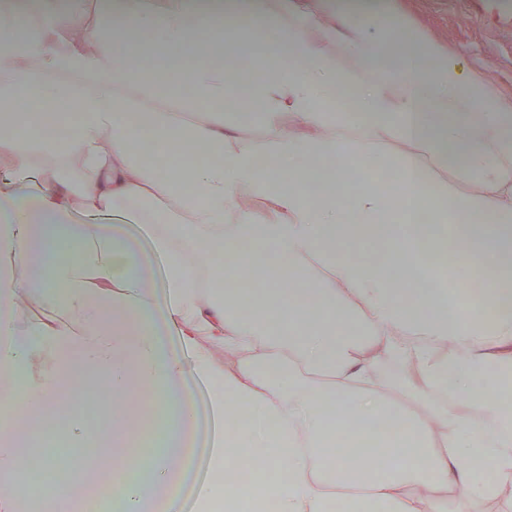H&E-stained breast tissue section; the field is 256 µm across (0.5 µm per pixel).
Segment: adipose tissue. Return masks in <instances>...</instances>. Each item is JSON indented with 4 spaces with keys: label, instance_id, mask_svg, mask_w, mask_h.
<instances>
[{
    "label": "adipose tissue",
    "instance_id": "1",
    "mask_svg": "<svg viewBox=\"0 0 512 512\" xmlns=\"http://www.w3.org/2000/svg\"><path fill=\"white\" fill-rule=\"evenodd\" d=\"M397 16L395 0H0L1 20L40 30L25 55L0 53V117L33 91L70 117L64 133L53 120L0 133L1 474L22 469L62 383L94 367L123 402L107 459L145 473L112 512H187L191 377L209 390L211 465L247 455L243 427L269 449L261 469L288 465L286 482L236 485L241 502L447 512L453 486L475 512L512 478V112L464 53L403 21L383 38ZM146 29V61L128 63ZM259 32L271 50L258 59ZM190 52L198 65L164 72ZM252 59L257 137L201 109ZM340 87L365 115L337 111ZM189 144L212 162L183 165ZM375 160L401 188L370 174ZM442 170L471 191L433 184ZM424 212L434 244L479 255L493 320L449 314L447 289L427 287L432 266L394 227ZM362 239L381 261L350 258ZM219 252L233 265H206ZM408 355L414 378L379 377ZM145 404L164 447L130 444ZM383 429L385 463L367 449Z\"/></svg>",
    "mask_w": 512,
    "mask_h": 512
}]
</instances>
